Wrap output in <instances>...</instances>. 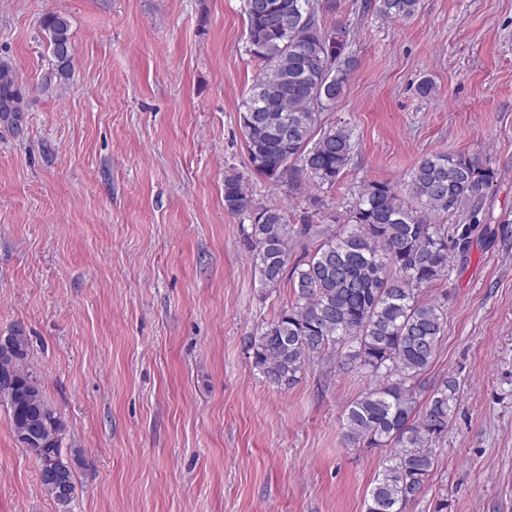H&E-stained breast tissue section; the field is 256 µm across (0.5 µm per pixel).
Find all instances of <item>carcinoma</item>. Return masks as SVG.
I'll list each match as a JSON object with an SVG mask.
<instances>
[{"instance_id": "cac0c4a2", "label": "carcinoma", "mask_w": 512, "mask_h": 512, "mask_svg": "<svg viewBox=\"0 0 512 512\" xmlns=\"http://www.w3.org/2000/svg\"><path fill=\"white\" fill-rule=\"evenodd\" d=\"M264 2L261 11L245 4L248 52L261 63L239 112L249 162L256 174L291 191L332 186L351 161V135L335 127L318 136L316 128L323 106L336 102L348 82L350 27L324 23V15L336 13L338 0ZM367 7L399 21L418 12L419 0H368ZM41 27L53 50L44 87L60 86L71 75L70 22L50 13ZM27 110L15 74L1 63L0 124L19 129ZM495 179L486 163L431 152L402 184H363L346 222L327 233L314 224L290 223L278 205L252 207L241 176L224 175L225 210L250 214L243 235L260 286L275 288L287 280L293 290V302L251 342L254 367L282 389L315 359L334 353L336 367L369 378L342 420L346 441L389 449L366 512H405L418 501L436 464L434 445L448 437L460 394L456 378L435 383L423 401L417 392L447 319L444 304L422 299L421 289L447 276L453 262L467 259L486 235L479 214L484 191ZM458 212L468 223H436ZM312 236L321 238L315 249L292 258L288 243ZM12 336L14 352L0 354V401L15 430L40 417L41 440L29 450L40 470H61L74 491L78 454L62 453L63 425L37 377L23 368L27 337L19 329Z\"/></svg>"}]
</instances>
